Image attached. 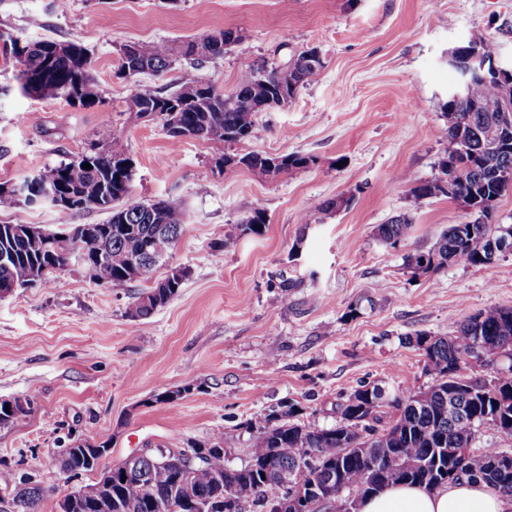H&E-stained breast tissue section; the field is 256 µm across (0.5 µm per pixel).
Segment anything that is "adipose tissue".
I'll return each instance as SVG.
<instances>
[{
    "label": "adipose tissue",
    "mask_w": 512,
    "mask_h": 512,
    "mask_svg": "<svg viewBox=\"0 0 512 512\" xmlns=\"http://www.w3.org/2000/svg\"><path fill=\"white\" fill-rule=\"evenodd\" d=\"M359 512H512V497L466 480L435 490L394 485L365 499Z\"/></svg>",
    "instance_id": "1"
}]
</instances>
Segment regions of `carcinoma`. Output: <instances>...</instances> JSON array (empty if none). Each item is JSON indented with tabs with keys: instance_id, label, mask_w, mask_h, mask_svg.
Masks as SVG:
<instances>
[{
	"instance_id": "1",
	"label": "carcinoma",
	"mask_w": 512,
	"mask_h": 512,
	"mask_svg": "<svg viewBox=\"0 0 512 512\" xmlns=\"http://www.w3.org/2000/svg\"><path fill=\"white\" fill-rule=\"evenodd\" d=\"M204 36L180 48L168 43L136 45V52L120 57L116 76L126 81L129 98L148 107L171 105L180 110L186 137L213 146L215 161H226L224 147L257 136V115L285 86L296 93L314 83L323 63L308 59V51L292 56L284 64L247 67L236 88L225 91L194 73H186L175 86L152 88L141 84L144 74L167 71L181 55L191 66H200L210 55L196 51ZM0 41L10 46L15 59L17 80L22 93L42 99L63 98L74 106L91 107L100 101L97 83L87 49L79 42L40 40L24 42L0 31ZM512 111V81L476 82L465 102L448 99V157L442 161L444 175L456 173L457 186L465 189L470 204L483 221L452 224L433 247L406 258V269L418 276L435 273L450 264L488 266L490 239L503 235V225L493 223L495 207L503 195L497 172L512 169V137H502L498 117ZM127 157L120 133L112 135L104 149H91L69 162L38 175L45 184L86 192L85 209L106 210L110 217L101 224L107 237L102 253L90 251L98 268L99 283L120 286L134 280L146 284L133 303V317L145 319L174 298L183 280L156 276L158 265L146 255L155 232L164 228L175 237L181 235L185 207L181 199L168 197L152 203L139 200L132 185L124 183L115 162ZM92 169L85 170L82 164ZM238 162L264 176H277L302 169L314 159L298 153L262 156L245 154ZM417 200L445 196L455 198L443 179L419 184L411 189ZM264 211L253 209L240 224L244 233L259 232ZM412 222L396 217L378 227L382 241L392 246L407 239ZM13 259L0 260V283L21 280L27 269L48 261L39 243L25 241L12 233L11 225L0 224V253ZM436 263L422 267L426 257ZM140 260L138 278L127 277L132 260ZM156 291L159 302H145L142 295ZM493 354L512 361V308L490 306L457 325L447 336L419 334L417 346L424 351L425 371L433 377L431 385L406 396L378 384L363 385L336 405L338 424L329 428L311 427L296 422L302 407L290 402L274 410L264 423L252 426L249 461L240 468L224 464V456L212 454L203 465L184 469L164 451L140 458L133 464L123 460L111 467L112 485L100 502L79 499L71 506L60 505V512H167L166 505L183 497L190 489L191 506L202 505L208 512H236L234 504L249 503L263 509L268 493L280 486L285 475L306 471V483L330 487L336 496L335 512H345L346 499L362 500L394 483L435 487L448 483L433 476V468L448 472L462 467L464 478L484 481L512 494V467L496 473L491 461L507 456L497 448L473 450L480 427L488 425L512 436V364L494 371L488 379L466 374L467 357L477 343ZM378 462L371 474L377 479L366 486L369 462ZM61 469L71 477L87 471V465L71 448L63 450Z\"/></svg>"
}]
</instances>
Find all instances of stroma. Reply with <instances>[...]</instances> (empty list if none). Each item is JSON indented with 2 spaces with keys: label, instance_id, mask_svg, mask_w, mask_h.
<instances>
[{
  "label": "stroma",
  "instance_id": "35a3bbf8",
  "mask_svg": "<svg viewBox=\"0 0 512 512\" xmlns=\"http://www.w3.org/2000/svg\"><path fill=\"white\" fill-rule=\"evenodd\" d=\"M240 25L245 38L200 69L219 88L232 89L253 61L279 64L311 47L325 67L225 153H300L313 165L276 177L221 172L206 142L173 143L160 123L129 111L115 76L123 44H177ZM0 30L79 40L101 98L82 108L23 95L0 56V184L106 146L119 131L134 194L186 206L158 273L181 267L189 277L149 318L128 315L141 283L99 285L74 259L51 287L0 298V402L29 404L0 424V471L40 487L36 512H58L64 491L98 479L67 478L62 448L110 443L103 463L112 466L144 448L220 441L225 464L239 467L246 422L280 402L300 403L308 425H335L337 403L360 385L407 393L431 384L417 333L445 336L466 316L512 308V256L417 277L405 267L448 225L470 221L458 203L418 201L411 190L440 177L448 155V52L479 31L512 63V0H0ZM257 207L265 226L243 233ZM399 215L414 228L393 248L377 229ZM60 222L47 204L0 203V224ZM289 278L297 287H283ZM179 387L182 399L155 402Z\"/></svg>",
  "mask_w": 512,
  "mask_h": 512
}]
</instances>
